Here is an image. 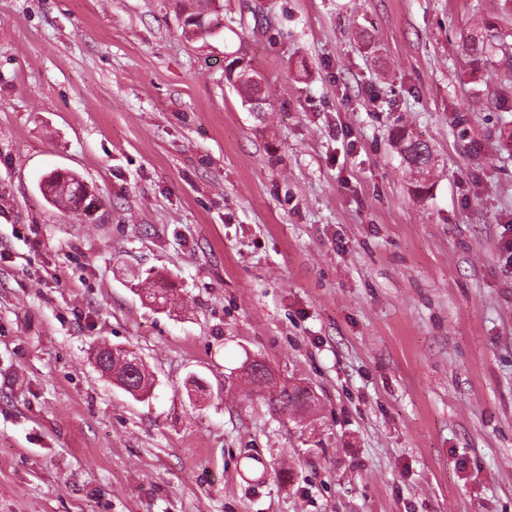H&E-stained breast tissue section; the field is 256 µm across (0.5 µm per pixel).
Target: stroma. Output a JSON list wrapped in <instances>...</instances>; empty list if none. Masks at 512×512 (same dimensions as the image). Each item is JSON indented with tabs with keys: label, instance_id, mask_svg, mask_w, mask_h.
I'll use <instances>...</instances> for the list:
<instances>
[{
	"label": "stroma",
	"instance_id": "1",
	"mask_svg": "<svg viewBox=\"0 0 512 512\" xmlns=\"http://www.w3.org/2000/svg\"><path fill=\"white\" fill-rule=\"evenodd\" d=\"M182 2L0 0V512H512V88L461 49L512 0H223L204 43ZM241 58L234 57L231 60H228V63L224 67L225 78L228 84L236 89L242 98V103L245 105V102L255 93L254 90L247 86H236V85H252L258 86L260 88L262 83V77L256 74L250 67L244 63V61L236 64L231 75L230 68L238 61H241ZM240 69L237 73L236 71ZM235 85L232 83V81ZM395 140L409 174L414 180V191L418 195L428 194L431 188L429 179L436 167L432 147L404 128L395 131ZM59 182H64L61 192L60 193L51 192L48 187L55 183H59ZM76 186L85 188V191H87L82 180H80V178L77 175H75L74 173H66V174L56 173L55 174V172H53L40 181L39 190H40L41 194L43 195V197L46 199V201L49 202L55 208H57V207L66 206L67 203H70L71 189H72V187H76ZM81 188L74 190L76 198L79 200L80 208H78V209H76L75 207H73V208L76 210H79L81 212H82V210L89 211V209L86 208V205H85L87 198L85 197ZM65 199H66V201H65ZM256 393L261 397L265 404L275 413H285L295 409L297 401L296 392L289 393L287 389L283 388L280 392L274 394L272 392H262L256 390Z\"/></svg>",
	"mask_w": 512,
	"mask_h": 512
}]
</instances>
